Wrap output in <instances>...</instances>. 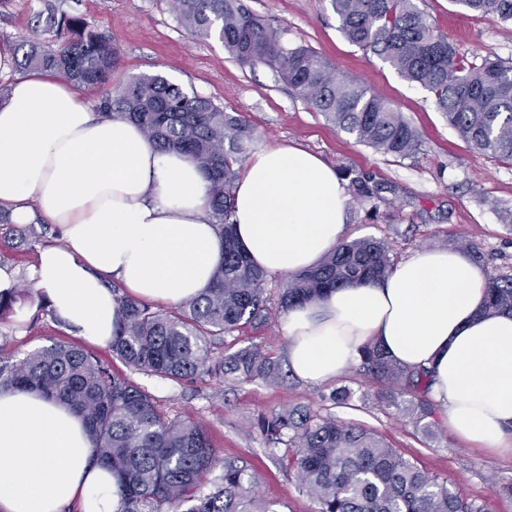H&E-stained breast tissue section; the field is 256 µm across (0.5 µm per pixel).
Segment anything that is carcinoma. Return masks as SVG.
I'll use <instances>...</instances> for the list:
<instances>
[{"instance_id": "cac0c4a2", "label": "carcinoma", "mask_w": 512, "mask_h": 512, "mask_svg": "<svg viewBox=\"0 0 512 512\" xmlns=\"http://www.w3.org/2000/svg\"><path fill=\"white\" fill-rule=\"evenodd\" d=\"M463 14L493 16L512 24V0H450ZM182 26L199 39H218L243 65L270 69L312 110L322 113L355 142L398 158L416 155L418 131L392 104L358 80L340 76L313 49L291 45L288 29L253 13L243 0H170ZM345 39L379 56L406 82L431 92L437 108L467 145L512 165V62L464 61L436 32L417 0H330ZM57 43L29 44L21 68L53 71L100 94L96 116L118 111L140 126L161 150L188 158L209 183L211 218L224 237V262L211 284L170 311L119 293L117 332L109 350L131 369L176 384L215 380L282 379L280 363L257 346L213 352L216 336L268 319L267 275L239 248L233 227L237 164L255 138L254 129L212 99L187 91L166 76L144 74L112 85L121 50L79 18L52 14ZM360 201L387 202L398 187L345 168ZM395 265L381 239L342 241L321 262L288 278L279 297L284 311L328 289L379 281ZM484 311L512 312V277H488ZM360 369L379 385L383 400L409 396L405 414L417 430L435 434L432 370L406 368L376 341L360 349ZM34 391L70 407L85 421L97 462L120 487V512H275L250 487L233 462L213 475L218 449L195 419H170L145 388L112 372L110 364L77 347L56 342L20 361L0 357V390ZM266 444L286 446L300 485L319 512H486L448 482L403 458L357 426L306 408L271 411L253 423Z\"/></svg>"}]
</instances>
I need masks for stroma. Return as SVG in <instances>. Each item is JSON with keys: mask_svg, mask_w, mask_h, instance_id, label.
<instances>
[{"mask_svg": "<svg viewBox=\"0 0 512 512\" xmlns=\"http://www.w3.org/2000/svg\"><path fill=\"white\" fill-rule=\"evenodd\" d=\"M245 2L287 27L290 42L313 48L337 73L356 77L388 100L419 131L421 151L400 159L355 143L277 81L267 67L240 64L218 40L192 36L166 0H0V41L18 48L36 36L51 44L57 31L47 24L48 13L79 17L88 29L105 33L120 47L122 61L113 83L145 73L164 74L246 120L257 134L253 150L292 144L333 168L349 167L397 184V196L378 207L351 200L343 240H386L400 261L419 248H447L449 238L460 236L480 247L488 273L512 274V166L469 148L438 111L431 93L349 43L337 28L329 0ZM420 6L465 61L477 63L489 54L512 59V26L503 27L491 16L460 14L451 0H420ZM26 232V225H16L12 248L0 251V266L13 271L20 285L28 288L37 254L30 250ZM282 317L280 309H272L264 326L215 339L214 348L256 345L285 359ZM56 342L82 346L108 359L117 376L147 389L170 417L190 416L204 424L220 461L246 467L256 496L272 503L275 512H318V505L302 490L286 447H267L252 423L259 414L299 406L375 432L398 454L447 481L452 491L482 501L488 512H512V500L497 493L499 485L512 483L511 455L475 449L457 439L442 409L435 417L436 437L425 436L409 423L404 396L378 402L374 383L358 366L321 384L304 383L289 373L276 385L258 380L177 385L133 371L111 356L108 347L82 343L55 320L49 307L41 306L39 298L18 302L10 314L0 317V356L19 359ZM339 386L351 389L349 404L326 401V393Z\"/></svg>", "mask_w": 512, "mask_h": 512, "instance_id": "obj_1", "label": "stroma"}]
</instances>
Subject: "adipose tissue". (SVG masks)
<instances>
[{
  "label": "adipose tissue",
  "mask_w": 512,
  "mask_h": 512,
  "mask_svg": "<svg viewBox=\"0 0 512 512\" xmlns=\"http://www.w3.org/2000/svg\"><path fill=\"white\" fill-rule=\"evenodd\" d=\"M0 212L57 225L61 243L31 271L54 313L104 346L118 321L105 288L176 305L211 283L224 241L208 183L181 153L161 151L121 115L95 118L47 71H15L0 44ZM350 197L335 169L295 146L258 150L238 175L233 223L252 263L290 276L336 246ZM487 275L462 253L420 249L379 282L332 289L283 319L292 372L310 384L341 373L378 341L407 367H429L432 397L456 438L512 454V316L482 312ZM118 512L114 475L96 463L81 418L35 392L0 390V512Z\"/></svg>",
  "instance_id": "ef3b65f1"
}]
</instances>
